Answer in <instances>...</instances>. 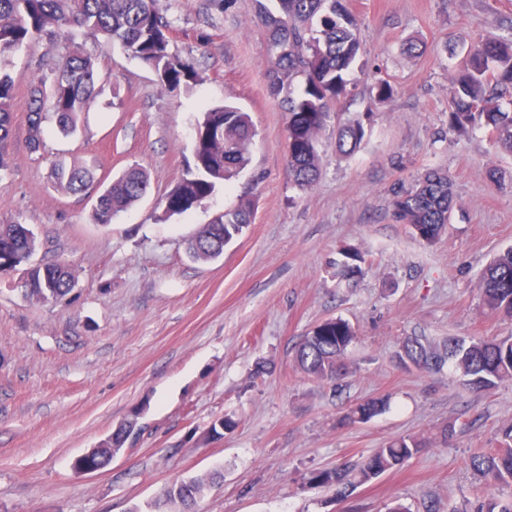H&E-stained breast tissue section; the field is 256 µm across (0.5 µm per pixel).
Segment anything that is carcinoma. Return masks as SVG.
Wrapping results in <instances>:
<instances>
[{
  "instance_id": "cac0c4a2",
  "label": "carcinoma",
  "mask_w": 512,
  "mask_h": 512,
  "mask_svg": "<svg viewBox=\"0 0 512 512\" xmlns=\"http://www.w3.org/2000/svg\"><path fill=\"white\" fill-rule=\"evenodd\" d=\"M258 20L269 39L267 85L270 96L287 116L286 169L295 186H314L321 175L320 136L336 123V150L351 155L365 135L361 119H335L333 107L346 91V76L362 44L357 22L346 0H255ZM171 23L154 0H0V177L10 168L9 142L16 107L14 80L8 71L11 56L39 39L55 41L63 32L79 33L118 42L126 51L151 66L170 87L189 84L198 77L193 61L169 52ZM102 80L95 57L80 47L36 75L28 101V133L33 149L42 144V124L54 120L69 135L77 130L81 114L90 110ZM452 99L448 131L462 134L484 121L493 145L512 154V112L500 100L512 93V35L486 36L450 74ZM257 131L249 113L231 103L204 113L195 128L196 173L180 181L165 199V211L182 213L205 198L219 182L236 179L250 164V148ZM50 178L56 191L78 194L94 181L93 164L81 158L56 160ZM149 186L148 172L135 164L103 189L91 220L104 226L136 202ZM448 173L433 169L408 189L394 193L396 218L412 227L426 242L439 238L454 206ZM254 200L241 198L211 223L202 227L187 247L189 256L209 261L251 223ZM38 248L35 233L26 224H0V274L22 272L27 298L39 303L63 304L73 290L74 274L65 264L34 263ZM482 301L491 313L512 317V248L489 262L481 277ZM356 339L342 319H331L303 336L293 348L296 370L308 377L341 387L348 375L344 355ZM406 370L438 371L449 364L473 392H488L512 380V336H465L433 343L423 336H406L395 353ZM390 409L385 397L356 403L344 416L347 424L366 423ZM141 427L132 418L99 441L73 467L103 468ZM423 436H400L356 460L312 476L329 487L339 500L349 498L362 484L401 467L428 447ZM470 466L493 485H512V423L497 430L496 446L479 448ZM217 474L196 476L169 484L154 502V512H199V503L216 483ZM448 512H512V498L492 492L465 508Z\"/></svg>"
}]
</instances>
